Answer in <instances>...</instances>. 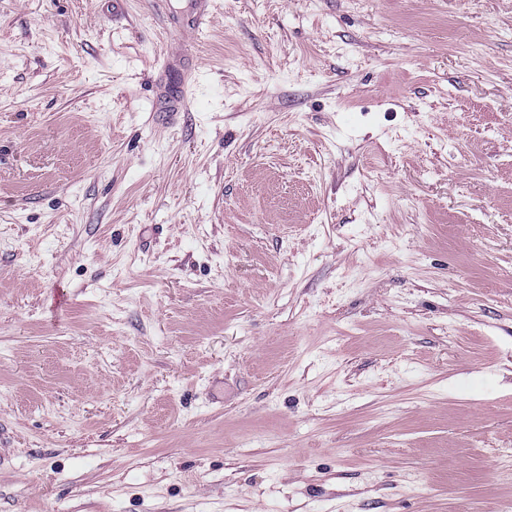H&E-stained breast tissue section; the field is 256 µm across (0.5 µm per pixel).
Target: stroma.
Masks as SVG:
<instances>
[{"instance_id": "1", "label": "stroma", "mask_w": 512, "mask_h": 512, "mask_svg": "<svg viewBox=\"0 0 512 512\" xmlns=\"http://www.w3.org/2000/svg\"><path fill=\"white\" fill-rule=\"evenodd\" d=\"M112 2L0 0V512L512 502V0Z\"/></svg>"}]
</instances>
